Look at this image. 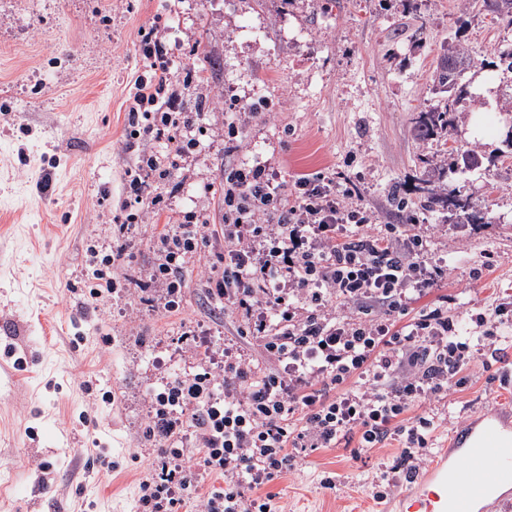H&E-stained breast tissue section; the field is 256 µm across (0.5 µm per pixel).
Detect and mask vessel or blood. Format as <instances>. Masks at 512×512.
I'll use <instances>...</instances> for the list:
<instances>
[{"mask_svg": "<svg viewBox=\"0 0 512 512\" xmlns=\"http://www.w3.org/2000/svg\"><path fill=\"white\" fill-rule=\"evenodd\" d=\"M450 447L403 494V512H498L512 499V420L501 410L454 431Z\"/></svg>", "mask_w": 512, "mask_h": 512, "instance_id": "1", "label": "vessel or blood"}]
</instances>
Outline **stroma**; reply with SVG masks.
I'll return each mask as SVG.
<instances>
[{
  "mask_svg": "<svg viewBox=\"0 0 512 512\" xmlns=\"http://www.w3.org/2000/svg\"><path fill=\"white\" fill-rule=\"evenodd\" d=\"M155 30L175 55L178 79L203 72L187 102L209 101L200 145L176 158L178 192L159 215L137 211L128 264L105 259L124 238L119 215L138 150L128 149L127 113L144 67L140 33ZM460 41L474 61L462 82L465 111L447 142L422 143L412 119L434 104L442 41ZM512 46V26L462 0H0V512H140V482L158 449L144 434L145 393L198 372L188 353L199 331L212 350L257 355L234 315L190 284L178 310L141 291L157 259L153 233L194 216L221 221L225 99L256 107L243 130L246 161L289 182L320 171L352 184L380 221L414 219L440 268L411 312L447 298L458 329L512 297V123L507 80L494 63ZM476 149V169L453 164L447 147ZM468 195L476 222L454 224L435 209L398 210L427 173ZM52 186L42 191L40 180ZM121 292L90 297L94 272ZM512 338L498 356H475L465 388L449 393L447 422L433 433L441 458L454 427L488 409L512 410ZM392 474L385 501L374 480ZM335 475V490L321 488ZM409 488L397 442H339L308 452L274 481L279 512H399Z\"/></svg>",
  "mask_w": 512,
  "mask_h": 512,
  "instance_id": "35a3bbf8",
  "label": "stroma"
}]
</instances>
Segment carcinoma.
I'll list each match as a JSON object with an SVG mask.
<instances>
[{
	"label": "carcinoma",
	"mask_w": 512,
	"mask_h": 512,
	"mask_svg": "<svg viewBox=\"0 0 512 512\" xmlns=\"http://www.w3.org/2000/svg\"><path fill=\"white\" fill-rule=\"evenodd\" d=\"M487 0H480V10L496 22L512 25V0H496L498 8H485ZM471 57L465 47L457 42H444L440 47V55L434 70V87L440 95L438 103L433 107L420 111L413 119V130L416 139L427 142L448 131L455 120V112L459 111L460 101L467 96L465 86L460 84L469 69ZM419 205H436L448 211L449 217L472 221L476 215L471 213V201L455 190L427 184L419 190Z\"/></svg>",
	"instance_id": "carcinoma-1"
}]
</instances>
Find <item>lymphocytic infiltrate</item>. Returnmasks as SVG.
<instances>
[{
	"label": "lymphocytic infiltrate",
	"mask_w": 512,
	"mask_h": 512,
	"mask_svg": "<svg viewBox=\"0 0 512 512\" xmlns=\"http://www.w3.org/2000/svg\"><path fill=\"white\" fill-rule=\"evenodd\" d=\"M140 50L147 73L135 82L127 124L142 163L126 211L142 207L148 188L175 184L156 143L178 155L199 144L193 121L179 116L170 49L148 32ZM227 108L222 221L163 225L151 284L173 303L199 258L205 299L240 320L263 358L228 349L148 392L145 434L159 456L156 476L141 486L143 512H179L190 500L202 512H273L267 487L293 469L298 452L349 437L362 448L400 439L408 474L419 472L434 427L424 405L464 387L473 352H496L512 320V301L496 303L472 315L463 338L444 305L409 316L413 293L434 284L426 235L377 223L371 208L353 204L352 188L325 174L290 185L241 161L250 113ZM348 305L356 316L342 315ZM189 430L199 448L190 464Z\"/></svg>",
	"instance_id": "obj_1"
}]
</instances>
